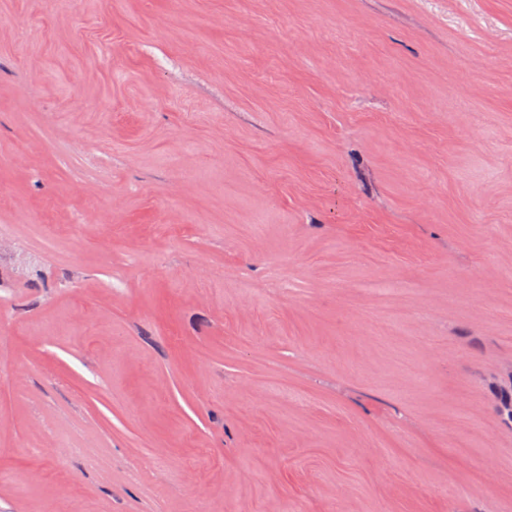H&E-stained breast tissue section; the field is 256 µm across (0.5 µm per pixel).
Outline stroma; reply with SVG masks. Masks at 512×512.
Wrapping results in <instances>:
<instances>
[{"mask_svg": "<svg viewBox=\"0 0 512 512\" xmlns=\"http://www.w3.org/2000/svg\"><path fill=\"white\" fill-rule=\"evenodd\" d=\"M511 370L512 0H0V512H512Z\"/></svg>", "mask_w": 512, "mask_h": 512, "instance_id": "stroma-1", "label": "stroma"}]
</instances>
